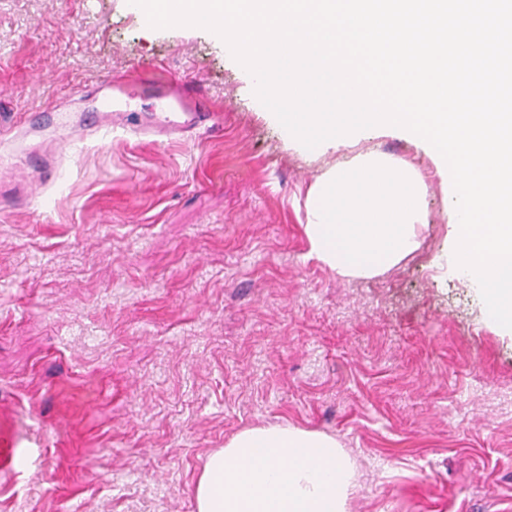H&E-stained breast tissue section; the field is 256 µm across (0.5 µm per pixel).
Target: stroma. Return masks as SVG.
Instances as JSON below:
<instances>
[{
  "instance_id": "1",
  "label": "stroma",
  "mask_w": 512,
  "mask_h": 512,
  "mask_svg": "<svg viewBox=\"0 0 512 512\" xmlns=\"http://www.w3.org/2000/svg\"><path fill=\"white\" fill-rule=\"evenodd\" d=\"M134 73L202 85L223 128L85 130L96 80ZM253 89L209 30L128 0H0V113L70 114L0 141V197L26 199L0 208V512H194L211 451L285 423L355 459L350 512L512 504V338L448 260L445 162L388 130L299 151ZM370 151L418 171L428 225L348 281L308 258L305 197Z\"/></svg>"
}]
</instances>
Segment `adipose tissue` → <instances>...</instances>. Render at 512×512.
I'll use <instances>...</instances> for the list:
<instances>
[{"mask_svg":"<svg viewBox=\"0 0 512 512\" xmlns=\"http://www.w3.org/2000/svg\"><path fill=\"white\" fill-rule=\"evenodd\" d=\"M413 168L375 152L318 176L306 200L309 253L343 278H372L412 256L428 222ZM356 464L335 436L288 424L249 427L212 451L192 487L195 512H348Z\"/></svg>","mask_w":512,"mask_h":512,"instance_id":"obj_1","label":"adipose tissue"}]
</instances>
